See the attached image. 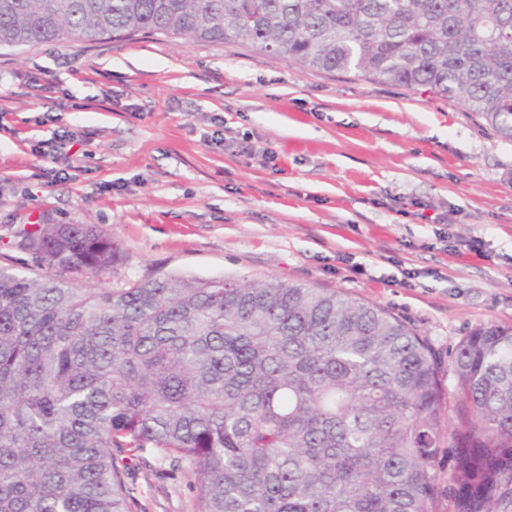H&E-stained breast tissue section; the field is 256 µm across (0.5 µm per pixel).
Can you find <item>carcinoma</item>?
I'll return each instance as SVG.
<instances>
[{
    "mask_svg": "<svg viewBox=\"0 0 512 512\" xmlns=\"http://www.w3.org/2000/svg\"><path fill=\"white\" fill-rule=\"evenodd\" d=\"M139 32L461 95L512 141V0H0V47ZM28 240L36 269L0 267V512H137L149 450L193 476V512L512 508V327L474 329L445 362L342 292L84 289L121 260L111 239L40 224Z\"/></svg>",
    "mask_w": 512,
    "mask_h": 512,
    "instance_id": "1",
    "label": "carcinoma"
}]
</instances>
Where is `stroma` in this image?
Returning a JSON list of instances; mask_svg holds the SVG:
<instances>
[{
  "instance_id": "stroma-1",
  "label": "stroma",
  "mask_w": 512,
  "mask_h": 512,
  "mask_svg": "<svg viewBox=\"0 0 512 512\" xmlns=\"http://www.w3.org/2000/svg\"><path fill=\"white\" fill-rule=\"evenodd\" d=\"M92 224L148 274L278 279L384 308L447 354L512 326V141L462 97L318 72L248 43L0 47V265ZM138 512H191L146 453Z\"/></svg>"
}]
</instances>
